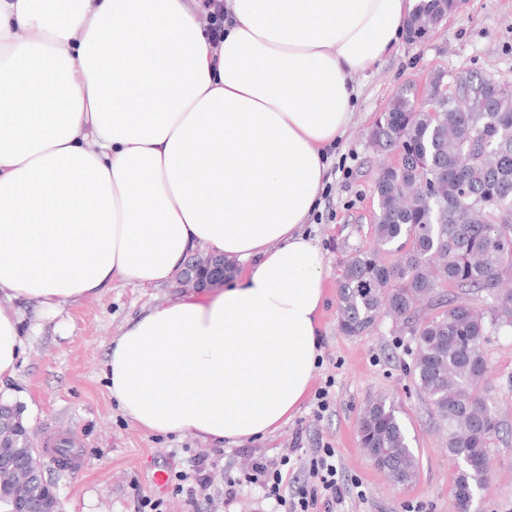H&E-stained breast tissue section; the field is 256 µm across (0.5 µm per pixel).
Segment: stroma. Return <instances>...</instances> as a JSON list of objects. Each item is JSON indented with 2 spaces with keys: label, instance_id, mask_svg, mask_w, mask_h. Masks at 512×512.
I'll list each match as a JSON object with an SVG mask.
<instances>
[{
  "label": "stroma",
  "instance_id": "obj_1",
  "mask_svg": "<svg viewBox=\"0 0 512 512\" xmlns=\"http://www.w3.org/2000/svg\"><path fill=\"white\" fill-rule=\"evenodd\" d=\"M437 70H480L512 80V0H464L427 41H401L377 69L353 79L359 90L353 122L331 155L322 205L307 227L326 272L321 354L312 381L313 388L329 389L326 412H318L315 397H307L275 435L238 445L145 432L109 394L103 374L108 344L127 321L184 296V288L174 280L152 288L118 282L101 298L46 316L23 308L25 322H40L42 330L26 340L16 404L44 451L43 465L57 483L65 512H138L145 495L160 501L162 512H285L251 484L235 499H225L224 481L250 472L257 457L279 461L294 440L299 449L287 466L289 474L327 444L336 450L343 480L359 482V493L346 497L342 512H457L453 492L459 464L414 384L411 336L387 320L368 335L345 336L336 300L344 261L372 240L376 169L394 161L377 155L367 133L403 85L423 87ZM484 355L503 425L489 453L490 482L477 497V509L512 512V333H490ZM380 394L403 411L419 461L412 483H394L357 445L360 412L369 397ZM65 437L75 449L71 466L62 469L54 449ZM202 455L210 460L208 484L195 499L174 494L169 485L155 487L156 471L170 476L190 471L193 459Z\"/></svg>",
  "mask_w": 512,
  "mask_h": 512
}]
</instances>
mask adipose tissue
Returning a JSON list of instances; mask_svg holds the SVG:
<instances>
[{"label":"adipose tissue","instance_id":"ef3b65f1","mask_svg":"<svg viewBox=\"0 0 512 512\" xmlns=\"http://www.w3.org/2000/svg\"><path fill=\"white\" fill-rule=\"evenodd\" d=\"M417 0H0V400L21 308L150 288L200 250L244 273L129 320L104 375L150 433L263 439L308 395L325 272L305 226L354 117L350 78Z\"/></svg>","mask_w":512,"mask_h":512}]
</instances>
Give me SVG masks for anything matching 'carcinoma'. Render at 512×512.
Here are the masks:
<instances>
[{"instance_id":"obj_1","label":"carcinoma","mask_w":512,"mask_h":512,"mask_svg":"<svg viewBox=\"0 0 512 512\" xmlns=\"http://www.w3.org/2000/svg\"><path fill=\"white\" fill-rule=\"evenodd\" d=\"M462 4L419 0L407 36L427 38ZM488 79L438 72L432 102L408 87L379 115L369 141L399 159L375 180L373 243L345 261L338 281L344 335H367L388 317L414 336V383L461 460L488 455L500 434L484 343L491 332L512 330V89L486 99L480 88ZM358 443L394 481L417 477V456L388 397L365 404ZM488 483V469L462 467L456 508ZM26 494L0 476L3 512Z\"/></svg>"}]
</instances>
